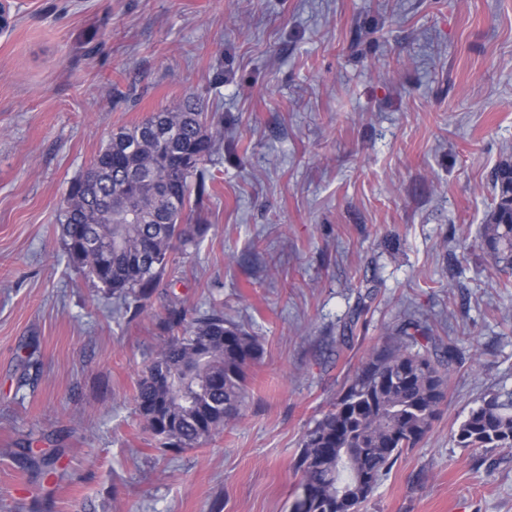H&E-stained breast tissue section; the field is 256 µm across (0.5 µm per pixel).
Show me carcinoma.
Returning a JSON list of instances; mask_svg holds the SVG:
<instances>
[{"label": "carcinoma", "instance_id": "cac0c4a2", "mask_svg": "<svg viewBox=\"0 0 512 512\" xmlns=\"http://www.w3.org/2000/svg\"><path fill=\"white\" fill-rule=\"evenodd\" d=\"M97 155V185L71 181L60 214L69 262L138 313L174 262L175 245H198L211 225L191 219L209 194L204 163L224 140V117L187 97L116 133ZM492 222L480 233L498 271L512 274V163L494 173ZM158 345L134 401L145 429L172 453L198 448L237 420L249 397L258 337L224 318L213 302ZM457 348L409 332L369 355L331 408L303 436L293 461L307 512H363L382 478L431 432L448 391ZM460 448L512 450V393L496 392L453 431Z\"/></svg>", "mask_w": 512, "mask_h": 512}]
</instances>
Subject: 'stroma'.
<instances>
[{
  "instance_id": "obj_1",
  "label": "stroma",
  "mask_w": 512,
  "mask_h": 512,
  "mask_svg": "<svg viewBox=\"0 0 512 512\" xmlns=\"http://www.w3.org/2000/svg\"><path fill=\"white\" fill-rule=\"evenodd\" d=\"M9 22L0 512H290L304 433L409 311L460 357L366 512H512V452L452 437L512 390V289L479 238L512 159V0H14ZM191 95L224 118L210 231L137 314L69 265L64 193ZM215 300L263 348L244 415L165 456L134 404L156 319Z\"/></svg>"
}]
</instances>
